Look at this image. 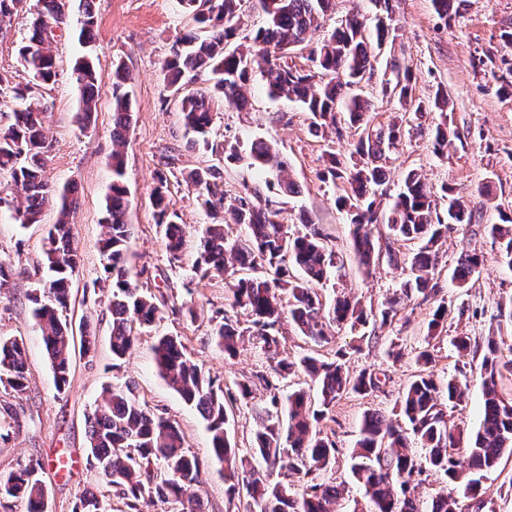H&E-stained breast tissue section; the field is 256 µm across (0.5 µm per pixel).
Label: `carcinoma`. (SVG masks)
I'll list each match as a JSON object with an SVG mask.
<instances>
[{
	"label": "carcinoma",
	"instance_id": "obj_1",
	"mask_svg": "<svg viewBox=\"0 0 512 512\" xmlns=\"http://www.w3.org/2000/svg\"><path fill=\"white\" fill-rule=\"evenodd\" d=\"M396 0H370L376 9V45L365 36L366 15L353 7L321 42L309 51L313 67L288 62V56L308 47V37L323 27L333 0H182L193 14L199 30L176 37L163 62L167 91L179 97L180 111L192 145L211 151L216 162L190 170L185 181L198 193L213 219L201 226L200 248L193 272L201 279H225L226 305L246 312L247 319L224 315L211 336L224 354L233 356L244 337L251 338L272 355L279 354L281 339L293 329L321 346L330 343L333 327L358 326L380 318L381 324L398 320L404 302L416 297L437 306L429 322L426 343L438 338L437 330L448 320V305L440 297L443 267L439 263L442 240L459 226L471 225L472 213L465 209L448 183L441 185L438 202L421 174L412 169L402 180L388 213L380 211L381 189L386 183V160L397 149L405 130L393 122L372 123V101L354 85L373 74V61L389 39ZM39 9L25 41L18 49L31 80L14 84L0 74V98L12 104L10 122L0 129V174L9 178L18 195L12 199L14 219L23 225L40 222L44 207L58 210L57 224L49 229L45 254L47 275L38 280L31 302L33 317L58 391L65 390L71 373L69 320L71 283L79 267L73 246L70 216L77 205V188L52 185L45 177L48 161L45 112L39 95L58 76L52 42L54 30L67 23L66 0H38ZM256 14L262 19L250 45L234 44L241 18ZM80 40L92 41L96 24L93 0H83ZM391 77L382 81L381 92L397 98L400 107L416 115L436 112L433 153L448 156L453 147L448 129V94L437 89L432 101L413 99V74L396 58L387 64ZM260 74L272 99L285 97L299 103L310 115L315 133L335 130L342 137L340 109L354 131L353 151L342 158L336 150L325 153L319 173L322 182L338 190L336 204L346 212L350 224V248L359 267L370 274L382 261L407 272L394 298L375 313L361 301L342 291L333 301L322 300L319 286L340 279L345 268L342 252L329 245L321 225L303 222L293 232L283 223L284 198L300 193L286 176V163L278 149L262 140L250 147V166L264 180L248 184L233 196L224 190V165L239 159L238 146L210 141L214 107L224 104L244 110L250 104V82ZM79 90L78 120L87 125L97 106L98 87L89 61L75 68ZM209 76L210 86L188 91L185 83ZM128 72L123 64L112 70V184L106 198L107 235L100 241L105 271L112 279L111 349L123 358L134 344V326L154 325L160 307L155 297L137 284V274L127 265L125 253L132 234L127 223L129 200L123 182L124 154L133 121L132 104L126 91ZM157 223L165 227L169 262L181 261L183 225L169 208L167 177H157L150 195ZM227 211L232 224L247 229L245 237L232 234L231 224L217 221ZM373 224H384L387 233L374 238ZM487 234L498 244L497 259L512 268V217L486 225ZM414 242L417 248L403 254L395 245ZM484 253L466 248L459 253L452 271L458 288L470 286L485 265ZM160 378L194 407L206 422L212 457L224 466L226 494L248 498L247 512H336L341 490L333 483L312 478L336 463V440L324 430L328 413L343 396L369 395L381 391L378 373L363 370L353 376L346 368L350 352L338 349L328 358L318 352L289 359L282 357L268 371H256L221 387L185 354L177 336L163 334L152 346ZM419 372L396 401L400 418L377 411L364 413L359 439L349 455L350 471L361 488L364 503L354 512H463L460 497L448 492L425 502L415 495L422 476L441 473L448 482L463 485V497L476 499L483 473L495 469L504 455L512 456V397L503 393L504 373L512 374V356L504 354L495 337L487 338L480 362L482 404L477 425L461 427L448 420V407L461 405L468 386L462 382L466 366L437 381L429 371L433 353L416 355ZM302 370L320 390V408L312 406L307 392L280 394L281 380ZM0 383L22 392L27 383L24 345L16 338L0 337ZM263 390L267 405L255 407L257 429L250 457L232 446L227 424L237 404L254 400ZM90 455L100 480L124 500L128 512H139L148 500L167 506L168 512H204L191 487L199 482L201 465L185 447L177 423L156 415L141 399L132 382L108 388L87 415ZM423 452L412 449L411 440ZM45 463L28 461L0 478V500L22 499L28 512H46L40 472ZM107 495L89 490L73 512H110Z\"/></svg>",
	"mask_w": 512,
	"mask_h": 512
}]
</instances>
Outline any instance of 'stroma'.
I'll return each mask as SVG.
<instances>
[{
    "label": "stroma",
    "instance_id": "stroma-1",
    "mask_svg": "<svg viewBox=\"0 0 512 512\" xmlns=\"http://www.w3.org/2000/svg\"><path fill=\"white\" fill-rule=\"evenodd\" d=\"M67 9L68 24L54 45L57 81L42 91L50 145L46 176L51 183H69L78 191L71 222L80 264L72 282L70 317L75 333L94 336L96 351L87 357L73 353L69 385L65 392H57L29 299L43 273L46 237L57 214L55 209H45L41 223L24 226L8 209H1L0 262L13 265L16 274L0 288V337L23 340L28 382L20 393L0 384V474H9L31 459L44 461L41 478L47 492V512H73L82 494L99 483L90 465L85 416L104 388L131 380L152 410L179 425L189 450L197 455L202 477L194 491L206 512H235L209 453L204 421L159 378L152 353L156 331L178 336L188 358L220 385L272 365L268 354L252 342L240 344L233 358L225 357L213 345L211 329L224 315V280L197 279L192 269L198 252L196 229L210 223L211 218L182 175L211 163L212 156L191 146L178 100L164 88L161 66L175 36L195 30L196 24L180 0H94V39L85 45L78 39L80 0H68ZM36 12V0H23L10 24L0 29V71L18 81L28 77L18 48ZM450 14V21L445 23L435 14L432 0L398 2L394 54L414 74L416 99L426 102L437 88L447 90L451 100L448 123L457 139L454 151L446 159H437L432 153L434 125L430 118L410 120L409 135L387 165L384 189L387 198H394L404 174L417 168L431 187L444 182L453 185L476 223L497 224L502 215L512 216V96L500 92V83L491 77L485 57L491 53L512 59V48L504 47L500 38L503 31H512V0H452ZM86 57L97 72L99 99L92 122L85 127L76 119L79 92L73 69ZM119 61L129 73L126 89L133 108V125L124 148L128 222L134 227L127 258L139 271L144 289L164 297L166 305L157 329H136L131 353L116 362L112 359L108 309L112 288L99 241L107 231L103 218L112 181V67ZM250 101L242 111L215 107L212 140L238 144L244 154L258 139L277 144L289 174L301 189L284 208L285 224L297 231L301 217H308L322 225L332 245L348 250L346 214L335 204L334 189L317 174L327 147L349 154L351 136L332 144L316 136L309 127L308 113L288 99H270L257 75L252 78ZM160 174L168 179L170 207L185 226L182 262L176 266L168 261L163 230L149 201ZM469 245L480 248L487 261L468 290L445 280L442 295L451 302L452 310L447 333L435 342L431 365L437 377L445 378L453 375L458 365L470 363L467 399L448 412L451 420L467 424L474 422L482 400L477 346L493 336L512 347V269L497 261L489 236L469 226L460 228L443 244L441 263L452 267L462 248ZM402 278L401 270L385 263L371 276H364L351 257L341 283H326L321 293L329 300L342 287L378 310ZM185 301L193 302L195 315L180 312ZM433 310V304L414 300L403 309L402 322L387 326L370 323L359 332L344 328L336 332L331 343L319 348L297 333L287 335L282 351L289 357L297 359L315 349L330 356L349 347L353 350L348 362L351 374L371 369L389 377L386 394H349L332 410L336 464L317 473L316 478L341 486L343 494L336 512H353L356 500L362 497L348 463L360 420L369 409L394 416L396 400L418 369L415 355L425 344ZM458 335L470 337L472 350L461 353L452 346V337ZM394 342L403 353L397 362L388 356ZM479 496L490 502L495 512H512V457L503 458L496 469L485 474Z\"/></svg>",
    "mask_w": 512,
    "mask_h": 512
}]
</instances>
